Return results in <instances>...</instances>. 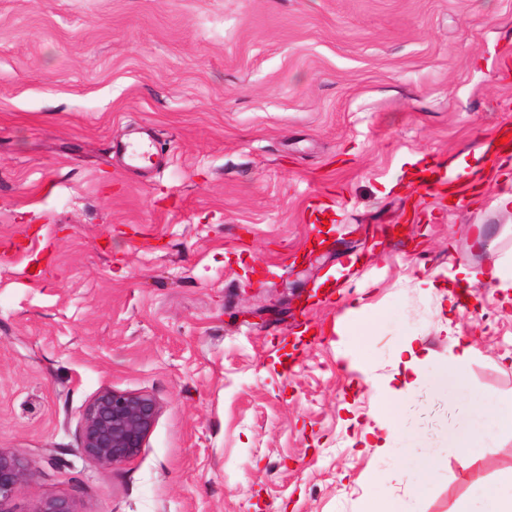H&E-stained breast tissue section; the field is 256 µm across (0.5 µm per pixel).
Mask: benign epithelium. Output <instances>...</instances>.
<instances>
[{"label":"benign epithelium","mask_w":512,"mask_h":512,"mask_svg":"<svg viewBox=\"0 0 512 512\" xmlns=\"http://www.w3.org/2000/svg\"><path fill=\"white\" fill-rule=\"evenodd\" d=\"M160 414L158 402L145 394L112 390L98 393L82 417L80 448L90 460L113 466L135 457ZM28 464L20 452L0 449V506L13 495L28 475ZM37 512H77L72 501L52 498Z\"/></svg>","instance_id":"7a95c632"}]
</instances>
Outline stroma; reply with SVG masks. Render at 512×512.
Listing matches in <instances>:
<instances>
[{
    "label": "stroma",
    "instance_id": "stroma-1",
    "mask_svg": "<svg viewBox=\"0 0 512 512\" xmlns=\"http://www.w3.org/2000/svg\"><path fill=\"white\" fill-rule=\"evenodd\" d=\"M140 128L159 160L129 171ZM509 130L512 0H0V448L30 467L6 512H455L494 483L512 432L465 469L447 436L512 396V305L446 286L512 256V156L481 152ZM477 163L453 200L416 182ZM408 336L404 430L363 447ZM104 389L161 407L111 467L80 450Z\"/></svg>",
    "mask_w": 512,
    "mask_h": 512
}]
</instances>
